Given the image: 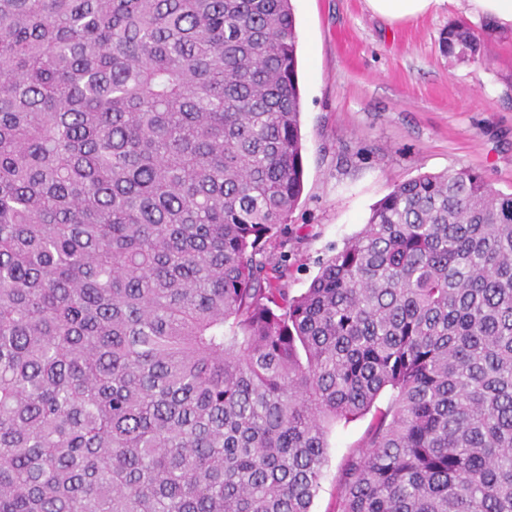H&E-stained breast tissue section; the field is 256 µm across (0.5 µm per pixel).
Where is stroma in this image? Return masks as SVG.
Listing matches in <instances>:
<instances>
[{"mask_svg": "<svg viewBox=\"0 0 512 512\" xmlns=\"http://www.w3.org/2000/svg\"><path fill=\"white\" fill-rule=\"evenodd\" d=\"M292 6L304 190L268 254L287 255L284 283L297 295L401 182L472 168L512 193V32L474 21L480 56L461 61L441 51L439 38L448 24L465 20L464 0L395 23L369 13L365 0H292ZM392 400V390H383L365 414L330 424L312 512H336L338 471Z\"/></svg>", "mask_w": 512, "mask_h": 512, "instance_id": "1", "label": "stroma"}]
</instances>
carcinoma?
<instances>
[{
  "instance_id": "cac0c4a2",
  "label": "carcinoma",
  "mask_w": 512,
  "mask_h": 512,
  "mask_svg": "<svg viewBox=\"0 0 512 512\" xmlns=\"http://www.w3.org/2000/svg\"><path fill=\"white\" fill-rule=\"evenodd\" d=\"M442 51L479 56L468 26ZM291 0H0V512H512V193L395 186L289 296ZM393 400V391L383 390L374 404L365 414L350 419L336 420L329 425L327 459L320 490L315 497L311 511L336 512L337 487L336 476L346 456L362 447L369 429L375 419L389 410Z\"/></svg>"
}]
</instances>
